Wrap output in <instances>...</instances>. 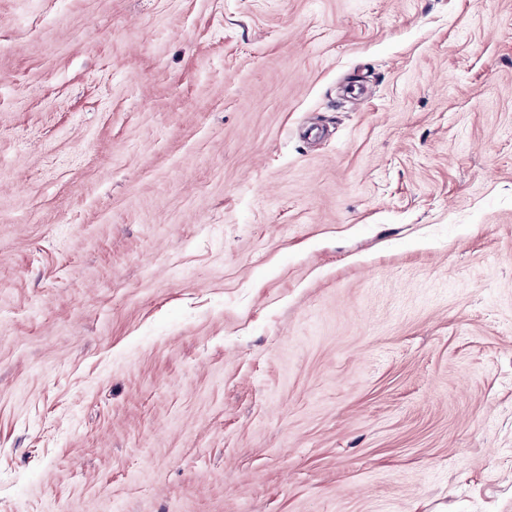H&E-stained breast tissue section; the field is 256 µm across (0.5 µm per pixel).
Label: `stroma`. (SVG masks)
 <instances>
[{"mask_svg": "<svg viewBox=\"0 0 512 512\" xmlns=\"http://www.w3.org/2000/svg\"><path fill=\"white\" fill-rule=\"evenodd\" d=\"M0 512H512V0H0Z\"/></svg>", "mask_w": 512, "mask_h": 512, "instance_id": "stroma-1", "label": "stroma"}]
</instances>
